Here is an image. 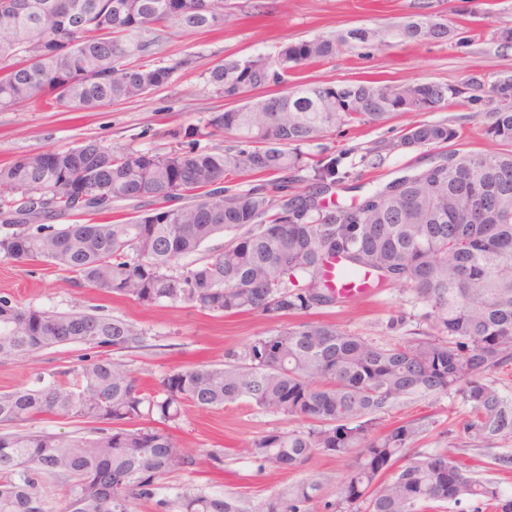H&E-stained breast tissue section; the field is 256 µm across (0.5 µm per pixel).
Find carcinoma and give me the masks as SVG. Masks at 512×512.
<instances>
[{
	"label": "carcinoma",
	"instance_id": "obj_1",
	"mask_svg": "<svg viewBox=\"0 0 512 512\" xmlns=\"http://www.w3.org/2000/svg\"><path fill=\"white\" fill-rule=\"evenodd\" d=\"M224 0H0V110L49 102L72 111L97 110L141 98L191 63L166 64L160 46L178 26L214 27ZM401 42L445 41L448 23L419 13L380 33L353 28L289 42L271 55L226 58L207 69L213 92L243 104L216 112L204 128L234 132V149L203 151L185 144L195 126L164 151H114L94 141L26 154L0 167V257L43 261L75 283L108 290L144 305L190 303L228 315L258 311L284 316L353 299L331 289L325 265L341 260L372 276L371 287L393 286L429 306L433 332L395 344L322 321H300L254 340L224 367L197 366L160 380L148 397L119 362L85 361L78 381L0 393V512H43L38 478L69 483L70 512H130L150 501L164 476L195 459L169 431L190 403L221 409L246 401L272 414L300 417L304 431H271L244 453L292 471L316 455L351 456L341 502H367V512H420L427 503L476 501L512 512L498 481L478 479L446 452L422 455L389 480L421 427L412 421L380 429L381 413L400 398L455 392L469 405L479 436L512 430L488 376L512 364V76L497 80L486 153L452 151L431 168L397 178L349 207L319 196L351 173L341 160L304 161L301 146L345 125L374 124L398 114L432 112L463 93L442 83L401 85L296 82L284 94L246 93L305 64L336 58L351 42L382 35ZM446 121H414L401 136L411 147L452 142ZM310 170L312 190L279 196L285 184L259 183L242 192L229 176ZM92 201L73 208L72 187ZM45 199L44 213L82 215L90 223L32 226L15 220ZM149 198L155 207L141 208ZM134 212L112 219L118 202ZM177 206H170L172 202ZM227 241L180 265L214 239ZM301 279L303 284L295 281ZM136 324L107 315L24 309L0 299V358L26 359L51 347L80 344L126 351L142 346ZM42 414L95 425L93 435L31 431ZM153 417L157 426L139 427ZM318 485L303 482L258 512H302ZM179 512H246L232 497L178 491Z\"/></svg>",
	"mask_w": 512,
	"mask_h": 512
}]
</instances>
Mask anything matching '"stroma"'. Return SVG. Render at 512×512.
Listing matches in <instances>:
<instances>
[{"instance_id":"obj_1","label":"stroma","mask_w":512,"mask_h":512,"mask_svg":"<svg viewBox=\"0 0 512 512\" xmlns=\"http://www.w3.org/2000/svg\"><path fill=\"white\" fill-rule=\"evenodd\" d=\"M424 0H225L222 26L185 30L173 28L158 56L173 63L191 58L190 66L144 97L104 106L94 112H63L43 104L0 111V165L40 150L69 147L83 141L122 150H164L174 132L204 125L211 113L230 109L212 92L204 71L225 58L257 54L272 55L291 41L367 27L378 30L416 14ZM429 12L440 16L461 39L399 45L392 40L375 41L369 47H354L332 62L298 70L296 80L309 82H363L381 84L445 83L462 85L476 76L492 82L512 75V46L492 36L495 27L512 24V0H487L477 6L472 0H425ZM491 109L487 99L461 95L447 107L429 113L432 121L445 120L459 131L452 142L433 147L400 148L375 160L368 151L376 143L397 141L411 121L397 115L378 125H348L305 146L316 158L339 156L352 173L346 184L332 189L327 201L341 206L359 202L388 182L428 169L438 156L460 150L491 149L484 134V116ZM0 298L24 308L52 312H99L137 324L145 332L141 348L109 351V358L122 362L140 384L156 390L162 377L199 365L222 366L229 354L243 353L255 339L276 334L300 318L334 324L378 344L406 341L428 331L424 303L394 288H377L371 294L336 307L313 309L273 319L258 312L216 315L190 304L145 306L111 292L80 286L67 272L43 263L0 258ZM96 350L66 344L42 350L32 360L0 358V392L36 386L38 381L64 378L75 381L85 358ZM469 406L455 393L401 398L382 416L383 425L415 421L420 436L406 451L407 458L450 451L459 464L475 477L487 473L489 456L507 460V467L491 473L505 495L512 496V433L489 438L469 435ZM304 420L263 412L241 401L221 410H203L188 404L174 430L184 450L195 457L193 471L169 474L155 501H133V512H177L174 493L192 489L207 495L230 496L254 508L268 499L290 493L301 482H316L315 498L305 512H365L364 503L340 504L338 490L346 475L342 459L319 455L293 472H281L245 456L241 448L270 431L305 430ZM223 453L221 468H213L208 451Z\"/></svg>"}]
</instances>
